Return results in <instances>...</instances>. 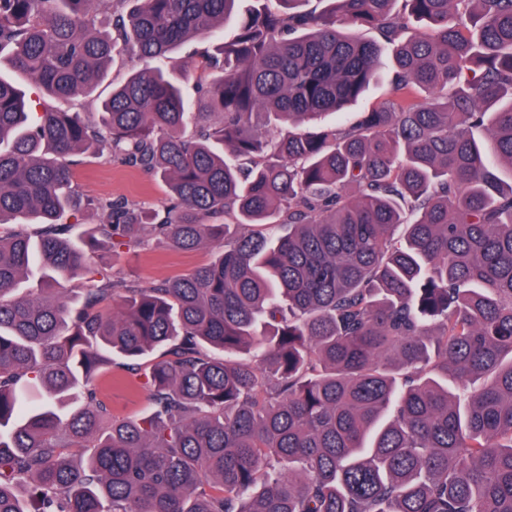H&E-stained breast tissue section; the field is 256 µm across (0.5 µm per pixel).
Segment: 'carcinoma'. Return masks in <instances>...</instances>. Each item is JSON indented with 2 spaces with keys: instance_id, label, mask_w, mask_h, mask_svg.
<instances>
[{
  "instance_id": "obj_1",
  "label": "carcinoma",
  "mask_w": 512,
  "mask_h": 512,
  "mask_svg": "<svg viewBox=\"0 0 512 512\" xmlns=\"http://www.w3.org/2000/svg\"><path fill=\"white\" fill-rule=\"evenodd\" d=\"M237 2L0 0V59L50 99L160 62L93 120L0 77V226L40 225L0 233V512H512V0ZM231 19L186 101L167 63ZM384 56L390 98L347 112ZM104 153L163 210L82 196ZM205 244L170 279L94 261ZM156 350L114 418L104 366Z\"/></svg>"
}]
</instances>
